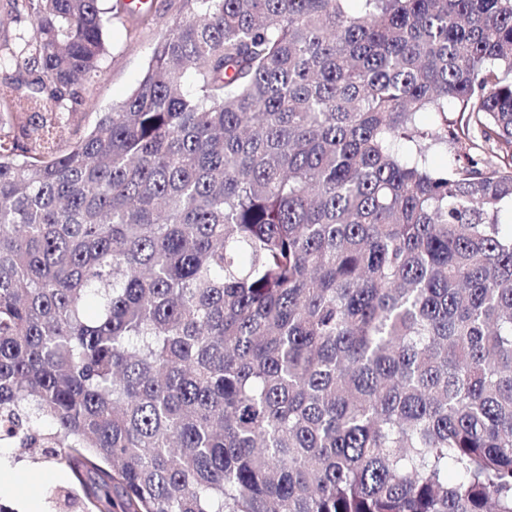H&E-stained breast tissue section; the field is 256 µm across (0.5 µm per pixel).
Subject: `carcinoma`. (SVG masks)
Masks as SVG:
<instances>
[{"label":"carcinoma","mask_w":512,"mask_h":512,"mask_svg":"<svg viewBox=\"0 0 512 512\" xmlns=\"http://www.w3.org/2000/svg\"><path fill=\"white\" fill-rule=\"evenodd\" d=\"M102 2L0 41V442L76 512H512V0L145 10L81 128ZM126 19V20H125ZM130 18L112 19L106 33V54L102 61V75L93 86L88 102H69L75 123L80 127L90 125L93 112L113 107L125 98L138 84L146 71L160 30L156 26L140 28L136 37H129Z\"/></svg>","instance_id":"obj_1"}]
</instances>
